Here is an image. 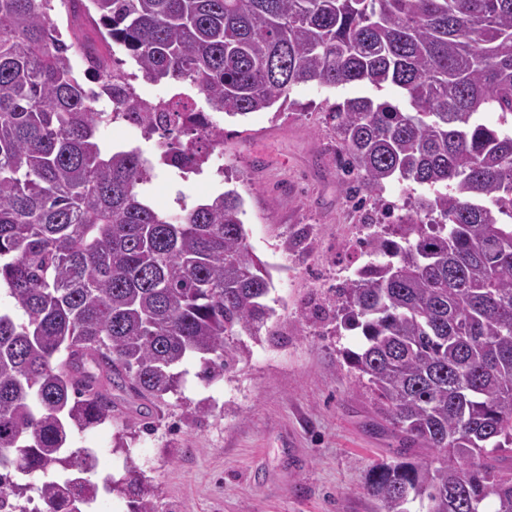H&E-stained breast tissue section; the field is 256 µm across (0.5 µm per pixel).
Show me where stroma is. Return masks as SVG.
Instances as JSON below:
<instances>
[{
    "label": "stroma",
    "instance_id": "obj_1",
    "mask_svg": "<svg viewBox=\"0 0 512 512\" xmlns=\"http://www.w3.org/2000/svg\"><path fill=\"white\" fill-rule=\"evenodd\" d=\"M354 93L301 84L290 94L293 111L225 118L222 183L154 179L155 202L172 212L177 191L202 198L238 190L247 243L272 276L274 314L249 341V358L221 379H202L193 358L179 392L162 403L141 410L113 390L125 423L101 424L79 440L98 457L94 480L123 476V440L160 512H379L368 469L400 443L342 366L340 352L355 348L357 334L337 330L334 319L333 290L361 265L350 246L364 229L362 210L345 196L327 110ZM303 224L310 240L284 250ZM201 402L207 412H198Z\"/></svg>",
    "mask_w": 512,
    "mask_h": 512
}]
</instances>
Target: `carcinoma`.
<instances>
[{"label":"carcinoma","instance_id":"cac0c4a2","mask_svg":"<svg viewBox=\"0 0 512 512\" xmlns=\"http://www.w3.org/2000/svg\"><path fill=\"white\" fill-rule=\"evenodd\" d=\"M107 54L103 91L169 140L167 166L201 172L212 132L195 101L134 99L112 45L153 81L187 84L244 117L293 87L385 85L330 108L346 193L381 201L398 180L431 191L357 241L367 257L336 289L361 330L343 363L401 441L370 465L380 512H512V0H70ZM53 0H0V512H87L100 489L158 512L131 450L98 484L75 435L112 420L117 387L143 404L180 388L190 357L208 379L247 357L273 315L271 277L228 189L150 198L154 168L100 138L75 74L79 44ZM55 476L41 485L22 481Z\"/></svg>","mask_w":512,"mask_h":512}]
</instances>
